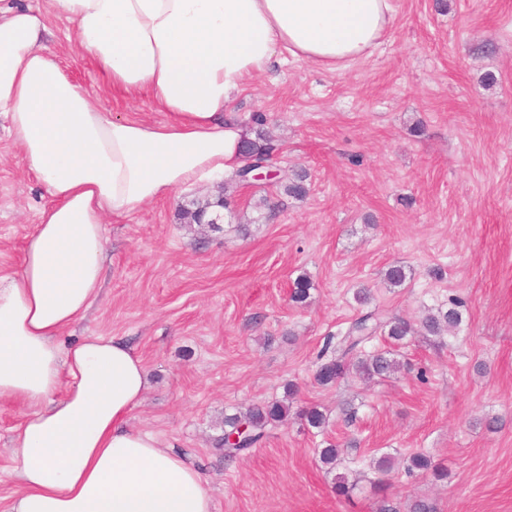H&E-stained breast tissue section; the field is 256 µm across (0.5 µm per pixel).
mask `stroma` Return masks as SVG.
Wrapping results in <instances>:
<instances>
[{
	"label": "stroma",
	"mask_w": 512,
	"mask_h": 512,
	"mask_svg": "<svg viewBox=\"0 0 512 512\" xmlns=\"http://www.w3.org/2000/svg\"><path fill=\"white\" fill-rule=\"evenodd\" d=\"M393 7L394 28L352 67L277 63L231 103L248 128L263 113L275 167L307 173L303 199L235 185L223 224L204 229L179 214L192 188L107 220L102 292L64 333L134 347L148 389L129 423L201 471L213 512H377L384 496L427 498L438 512H512V0ZM51 30L48 47L102 111L163 120L68 49L73 23ZM488 72L495 86L484 85ZM261 195L277 206L272 219L249 205ZM46 202L0 129V272L17 267ZM394 263L408 280L390 289L382 273ZM303 274L312 287L299 304ZM362 286L373 307L411 320L457 299L462 322L437 339L370 342L404 364L385 381L320 386L326 339L362 314ZM291 382L296 406L325 413L324 430L292 419L225 459L214 446L225 415L284 399ZM24 414L0 399V512L17 490L9 441ZM329 442L344 446L336 473L357 480L352 499L336 497L335 473L318 460ZM418 451L447 468L446 482L406 473ZM383 456L394 459L385 477L374 467Z\"/></svg>",
	"instance_id": "obj_1"
}]
</instances>
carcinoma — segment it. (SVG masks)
Returning <instances> with one entry per match:
<instances>
[{
  "label": "carcinoma",
  "mask_w": 512,
  "mask_h": 512,
  "mask_svg": "<svg viewBox=\"0 0 512 512\" xmlns=\"http://www.w3.org/2000/svg\"><path fill=\"white\" fill-rule=\"evenodd\" d=\"M252 122L257 126L254 137L246 140L242 146L244 158L256 160H273L275 151L272 140L263 130L265 118L263 114L256 113ZM306 175L302 172H293L285 179L287 183L284 190L291 197H302L306 194ZM407 280L406 269L401 265H390L384 273V282L391 288H398ZM461 322V314L455 306L448 310L441 309L425 315L419 325H414L407 319L399 316H388L381 311H370L355 318L347 329L336 354L322 363L314 374V379L321 386H329L352 373L358 374L365 380L384 379L399 368V362L388 351L362 353L361 346L381 333L394 344H400L409 336L417 333L426 336H441L443 333L456 327ZM291 406L287 402L275 401L265 404H253L239 413L224 416V433L232 434L240 427H247L238 447L224 453L230 459L241 452L257 445L266 436L268 428L288 421ZM299 419L305 425L322 429L326 423L325 415L315 406L304 407L300 410ZM342 454V449L335 443H329L320 449V461L333 469ZM405 470L409 474L425 475L434 481H443L448 472L436 464L431 456L417 452L405 459Z\"/></svg>",
  "instance_id": "obj_1"
}]
</instances>
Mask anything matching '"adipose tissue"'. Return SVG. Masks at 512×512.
Wrapping results in <instances>:
<instances>
[{"mask_svg":"<svg viewBox=\"0 0 512 512\" xmlns=\"http://www.w3.org/2000/svg\"><path fill=\"white\" fill-rule=\"evenodd\" d=\"M109 85L160 122L102 111L45 45L51 18ZM392 0H42L0 5V118L50 198L18 270L0 275V398L26 410L10 442L9 512H212L200 471L130 426L148 387L123 340L62 346L99 295L104 224L242 166L230 110L287 59L347 68L393 27Z\"/></svg>","mask_w":512,"mask_h":512,"instance_id":"1","label":"adipose tissue"}]
</instances>
